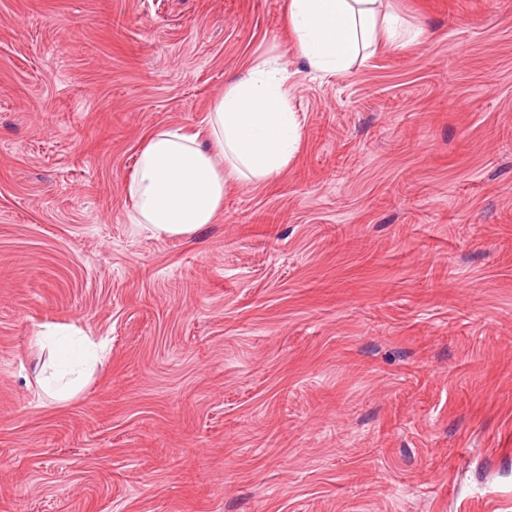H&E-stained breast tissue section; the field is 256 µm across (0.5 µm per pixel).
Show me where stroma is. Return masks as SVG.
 <instances>
[{
    "instance_id": "35a3bbf8",
    "label": "stroma",
    "mask_w": 512,
    "mask_h": 512,
    "mask_svg": "<svg viewBox=\"0 0 512 512\" xmlns=\"http://www.w3.org/2000/svg\"><path fill=\"white\" fill-rule=\"evenodd\" d=\"M309 68L288 0H0V512H512V0ZM278 56L302 139L191 238L165 124ZM103 343L74 398L34 333Z\"/></svg>"
}]
</instances>
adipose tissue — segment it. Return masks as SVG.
Instances as JSON below:
<instances>
[{
	"mask_svg": "<svg viewBox=\"0 0 512 512\" xmlns=\"http://www.w3.org/2000/svg\"><path fill=\"white\" fill-rule=\"evenodd\" d=\"M288 24L308 66L333 74L347 73L365 52L404 37L383 0H289ZM287 81L276 57L258 56L245 76L225 85L205 132L170 125L153 129L124 185L131 223L156 237H192L214 223L228 182L260 181L284 168L301 137ZM36 339L61 340L69 368L99 359L100 345L68 327L46 326Z\"/></svg>",
	"mask_w": 512,
	"mask_h": 512,
	"instance_id": "adipose-tissue-1",
	"label": "adipose tissue"
}]
</instances>
